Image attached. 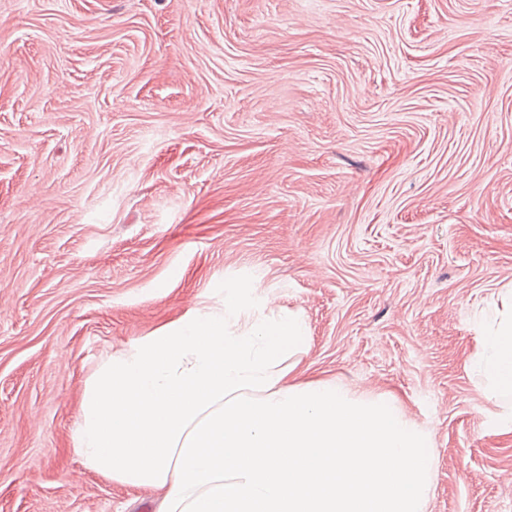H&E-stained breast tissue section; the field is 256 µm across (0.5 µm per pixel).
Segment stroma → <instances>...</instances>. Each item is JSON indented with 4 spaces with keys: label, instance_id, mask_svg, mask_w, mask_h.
I'll return each instance as SVG.
<instances>
[{
    "label": "stroma",
    "instance_id": "35a3bbf8",
    "mask_svg": "<svg viewBox=\"0 0 512 512\" xmlns=\"http://www.w3.org/2000/svg\"><path fill=\"white\" fill-rule=\"evenodd\" d=\"M300 313L289 382L429 436L424 512H512L470 359L512 289V0H0V512H159L72 451L103 361Z\"/></svg>",
    "mask_w": 512,
    "mask_h": 512
}]
</instances>
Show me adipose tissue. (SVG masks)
<instances>
[{
    "mask_svg": "<svg viewBox=\"0 0 512 512\" xmlns=\"http://www.w3.org/2000/svg\"><path fill=\"white\" fill-rule=\"evenodd\" d=\"M473 364L495 396L512 398V303L484 324Z\"/></svg>",
    "mask_w": 512,
    "mask_h": 512,
    "instance_id": "adipose-tissue-1",
    "label": "adipose tissue"
}]
</instances>
